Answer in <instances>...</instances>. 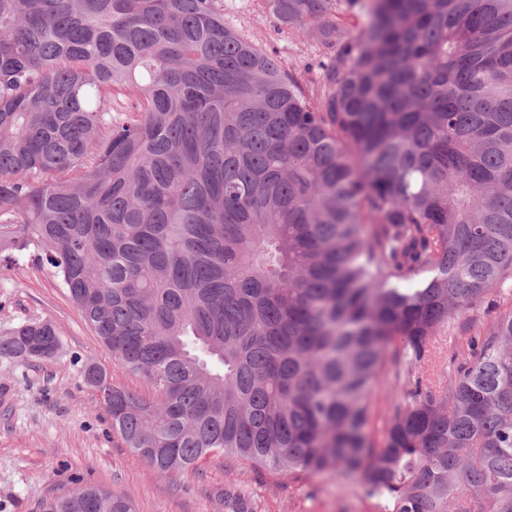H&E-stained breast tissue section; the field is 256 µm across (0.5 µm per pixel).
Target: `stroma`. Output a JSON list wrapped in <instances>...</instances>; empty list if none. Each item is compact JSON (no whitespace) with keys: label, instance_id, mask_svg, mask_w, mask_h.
<instances>
[{"label":"stroma","instance_id":"obj_1","mask_svg":"<svg viewBox=\"0 0 512 512\" xmlns=\"http://www.w3.org/2000/svg\"><path fill=\"white\" fill-rule=\"evenodd\" d=\"M217 5L225 24L272 57L307 95L320 91L324 66L338 45L321 42L315 27L280 25L266 0ZM511 309L512 277L450 322L422 362L406 365V372L427 387H445L469 336L489 332L499 314ZM28 320L51 321L62 347L47 360L0 357V512H40L44 500L79 483L123 492L135 512H224L221 494L228 482L253 492L256 512H380L359 479L338 473L294 479L210 456L177 477L157 475L113 430L84 371L97 364L114 384L140 391L143 383L115 362L52 269L25 252L0 271V333Z\"/></svg>","mask_w":512,"mask_h":512}]
</instances>
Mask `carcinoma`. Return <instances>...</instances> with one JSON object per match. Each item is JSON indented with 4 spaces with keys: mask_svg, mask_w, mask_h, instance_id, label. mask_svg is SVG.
I'll list each match as a JSON object with an SVG mask.
<instances>
[{
    "mask_svg": "<svg viewBox=\"0 0 512 512\" xmlns=\"http://www.w3.org/2000/svg\"><path fill=\"white\" fill-rule=\"evenodd\" d=\"M340 2L269 0L341 44L310 98L216 0H0V252L54 269L144 383L106 412L156 474L219 449L358 475L382 512H512V310L367 432L384 373L512 273V0H362L349 37ZM41 512L134 509L85 486Z\"/></svg>",
    "mask_w": 512,
    "mask_h": 512,
    "instance_id": "carcinoma-1",
    "label": "carcinoma"
}]
</instances>
